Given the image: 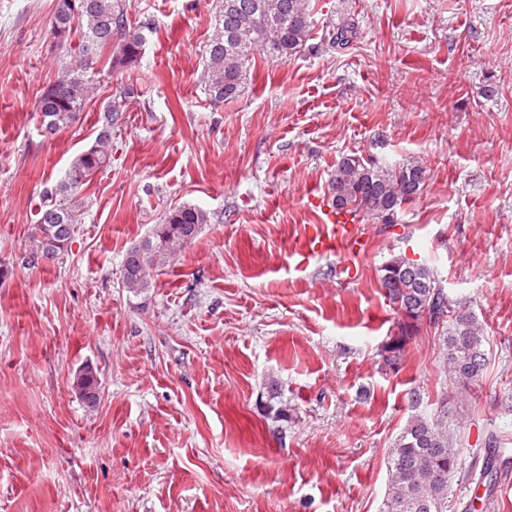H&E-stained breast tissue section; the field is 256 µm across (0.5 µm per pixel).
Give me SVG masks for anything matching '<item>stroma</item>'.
<instances>
[{
	"label": "stroma",
	"mask_w": 512,
	"mask_h": 512,
	"mask_svg": "<svg viewBox=\"0 0 512 512\" xmlns=\"http://www.w3.org/2000/svg\"><path fill=\"white\" fill-rule=\"evenodd\" d=\"M310 2L306 46L256 55L216 105L218 0H131L153 26L142 59L100 61L96 96L48 139L37 100L68 57L57 0H0V512H383L397 438L451 389L445 325L420 320L385 360L401 318L381 269L398 255L431 266L487 338L482 376L449 405L447 512H471L470 490L512 512V0ZM346 17L349 47L324 42ZM125 89L67 250L28 264L44 191ZM350 154L422 161L428 181L394 223L358 222L365 252L296 267ZM184 205L208 224L128 292L127 249ZM87 367L93 408L73 387Z\"/></svg>",
	"instance_id": "35a3bbf8"
}]
</instances>
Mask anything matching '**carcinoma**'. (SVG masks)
Segmentation results:
<instances>
[{"label": "carcinoma", "instance_id": "cac0c4a2", "mask_svg": "<svg viewBox=\"0 0 512 512\" xmlns=\"http://www.w3.org/2000/svg\"><path fill=\"white\" fill-rule=\"evenodd\" d=\"M130 8V0H58L50 33L55 39L64 37L67 43L80 31L79 51L64 62L61 75L39 96L37 111L44 136L64 129L90 98L96 86L92 75L105 51L117 50L111 55L113 66L139 62L150 27L132 24ZM353 35L354 23L345 21L329 33V42L344 46ZM310 37V0H220L205 63L209 97L216 104L240 97L254 51L286 59L296 55ZM122 108L116 99L104 106L102 128L93 144L77 154L64 177L45 192L33 231L37 250L30 261H55L67 248L78 224L77 195L93 175L109 166L112 124L120 119ZM426 179L427 167L419 161L391 168L349 155L336 164L329 190L336 209L391 224L402 205L419 195ZM206 223L208 215L198 207L171 211L150 235L126 251L124 287L135 294L150 288L152 271L192 243ZM381 281L393 309L403 319L401 335L390 339L387 353L395 355L403 349L420 319L438 323L448 316L443 342L453 384L465 390L482 376L486 364L483 329L466 310L448 313V296L429 267L396 256L382 269ZM75 387L87 404H96L99 382L94 371L82 370ZM456 469L457 452L448 433V397L444 396L432 416L410 419L392 449L384 512H446L448 476Z\"/></svg>", "mask_w": 512, "mask_h": 512}]
</instances>
